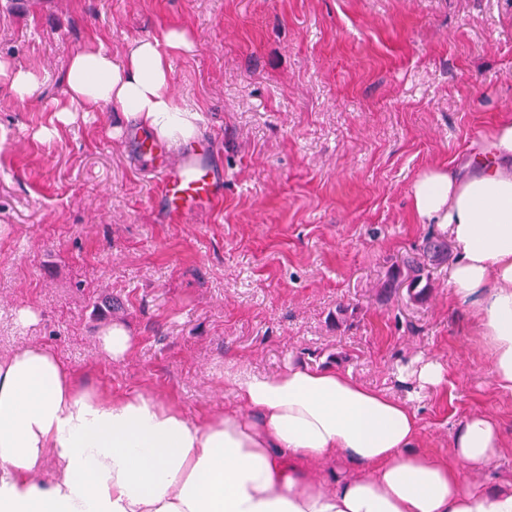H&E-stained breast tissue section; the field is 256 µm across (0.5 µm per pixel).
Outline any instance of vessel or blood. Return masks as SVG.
<instances>
[{"label":"vessel or blood","instance_id":"1","mask_svg":"<svg viewBox=\"0 0 512 512\" xmlns=\"http://www.w3.org/2000/svg\"><path fill=\"white\" fill-rule=\"evenodd\" d=\"M224 196V175L211 159L207 145L189 146L176 167L161 177L159 201L168 217L215 206Z\"/></svg>","mask_w":512,"mask_h":512}]
</instances>
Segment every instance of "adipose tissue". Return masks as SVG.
Masks as SVG:
<instances>
[{
    "instance_id": "adipose-tissue-1",
    "label": "adipose tissue",
    "mask_w": 512,
    "mask_h": 512,
    "mask_svg": "<svg viewBox=\"0 0 512 512\" xmlns=\"http://www.w3.org/2000/svg\"><path fill=\"white\" fill-rule=\"evenodd\" d=\"M192 48L171 30L119 58L76 52L64 114L114 104L187 143L200 115L174 101L170 59ZM470 165L424 170L412 208L452 242V293L473 305L493 382L512 392L511 115ZM224 390L233 407L193 420L155 394L92 386L40 344L0 356V512H512V481L473 478L501 455L489 415L463 418L441 458L419 450L411 406L337 368L228 371Z\"/></svg>"
}]
</instances>
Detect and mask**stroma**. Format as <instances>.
Instances as JSON below:
<instances>
[{"label":"stroma","mask_w":512,"mask_h":512,"mask_svg":"<svg viewBox=\"0 0 512 512\" xmlns=\"http://www.w3.org/2000/svg\"><path fill=\"white\" fill-rule=\"evenodd\" d=\"M184 31L179 105L224 171V197L167 218L118 108L55 110L88 46ZM0 355L49 345L93 385L150 391L192 417L224 409V372L338 368L418 411L421 447L449 455L459 421L494 417L512 480V394L498 390L450 263L411 298L389 275L434 234L411 186L465 170L512 113V0H0ZM36 315L19 319L22 310ZM124 322L115 360L97 338ZM447 381L405 379L417 358ZM0 79L9 81L10 88L19 100L23 101L30 97L37 88L35 78L23 70H7L4 65L0 63ZM99 341L102 351L113 359H121L132 351L134 336L125 324L116 321L99 336Z\"/></svg>","instance_id":"obj_1"}]
</instances>
